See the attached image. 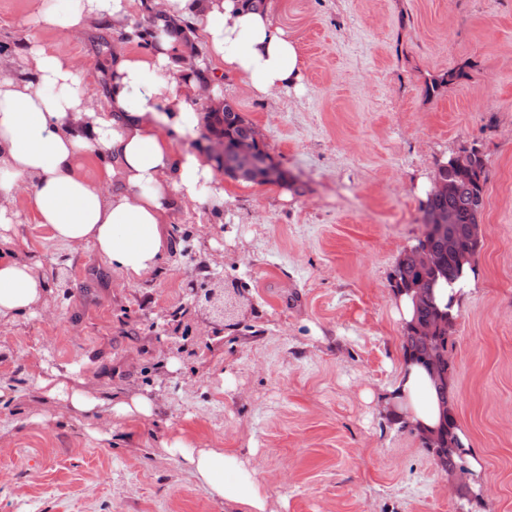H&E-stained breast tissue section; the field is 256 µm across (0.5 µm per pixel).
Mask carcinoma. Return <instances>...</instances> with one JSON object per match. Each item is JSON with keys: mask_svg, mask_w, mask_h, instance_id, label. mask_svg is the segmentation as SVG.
Returning <instances> with one entry per match:
<instances>
[{"mask_svg": "<svg viewBox=\"0 0 512 512\" xmlns=\"http://www.w3.org/2000/svg\"><path fill=\"white\" fill-rule=\"evenodd\" d=\"M207 127L211 135L222 137L229 141L237 139H252L257 132L248 121L244 119L235 107L226 103L219 110L212 108L208 111ZM451 159L441 161V173L443 176L453 175L459 179L460 191L454 198H427L422 203V224L428 227L432 216L437 211H447L454 215L455 223L438 226L430 231L423 232L424 243L438 252L440 264L436 268L426 269L414 265L409 253H404L399 259L392 276L391 287L395 294H400L413 282H422L428 288V294L414 301L413 319L404 327L403 357L404 360L417 363L432 369L437 373V394L443 404H450L452 399L451 375L448 369L452 365L448 363V331L437 334L434 354H427L416 338L419 327L431 323L439 324L450 318L448 309L440 308L434 299L433 289L441 279L452 283L462 275L464 265L471 264V256L481 248L482 239L469 233V226L477 224L481 220L485 209V185L486 163L484 156L471 150L468 167L460 172L456 167H448ZM224 168V174L233 179H245L255 181V177L246 172V169L233 158H227L220 163ZM458 235L461 238L463 251L459 254L448 253V236ZM459 426L452 409L446 410V415L441 427L434 438H429L420 432L418 436L425 448L437 459V462L451 470L464 471V452L456 451L460 447L458 442Z\"/></svg>", "mask_w": 512, "mask_h": 512, "instance_id": "obj_1", "label": "carcinoma"}]
</instances>
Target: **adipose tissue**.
Segmentation results:
<instances>
[{
    "instance_id": "1",
    "label": "adipose tissue",
    "mask_w": 512,
    "mask_h": 512,
    "mask_svg": "<svg viewBox=\"0 0 512 512\" xmlns=\"http://www.w3.org/2000/svg\"><path fill=\"white\" fill-rule=\"evenodd\" d=\"M58 10L41 0L36 22L61 35L111 26L125 47L114 51L101 111H94L75 62L33 49L29 78L0 76V230L18 221L12 207L28 193L37 224L70 252L92 247L112 272L134 280L153 273L172 251L171 221L187 202L224 203V180L211 161L173 140H193L203 116L188 93L197 89L195 68L216 60L221 72L243 78L260 98L298 86L302 59L297 44L278 27L268 8L244 0H71ZM149 15L158 25L185 26L204 37L207 53L189 66L183 42L163 38L147 50L134 21ZM106 155L96 180L79 171L82 158ZM36 263L0 252V319L32 311L51 288ZM37 395L61 399L84 420L103 407L136 420L152 416L153 401L94 396L70 372L38 376ZM387 413L424 432L434 430L442 406L429 373L405 364L383 400ZM199 486L224 500L231 512H272L249 456L201 447L178 435L164 445Z\"/></svg>"
}]
</instances>
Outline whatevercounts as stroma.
I'll use <instances>...</instances> for the list:
<instances>
[{
	"mask_svg": "<svg viewBox=\"0 0 512 512\" xmlns=\"http://www.w3.org/2000/svg\"><path fill=\"white\" fill-rule=\"evenodd\" d=\"M269 3L299 46L300 87L263 100L226 76L218 96L288 180L225 178L223 207L187 203L176 251L126 285L16 200L0 250L42 259L55 314L0 319V380L12 386L0 512H228L165 451L180 433L251 453L287 512H512V0ZM36 10L0 0V69L29 73L37 45L103 90L111 45L36 28ZM471 147L486 158L487 203L451 380L484 486L468 505L380 397L404 362L390 277L423 231L416 184ZM196 292L214 304L193 305ZM51 368L95 395L152 394L159 408L136 422L101 410L89 434L66 402L32 395Z\"/></svg>",
	"mask_w": 512,
	"mask_h": 512,
	"instance_id": "stroma-1",
	"label": "stroma"
}]
</instances>
